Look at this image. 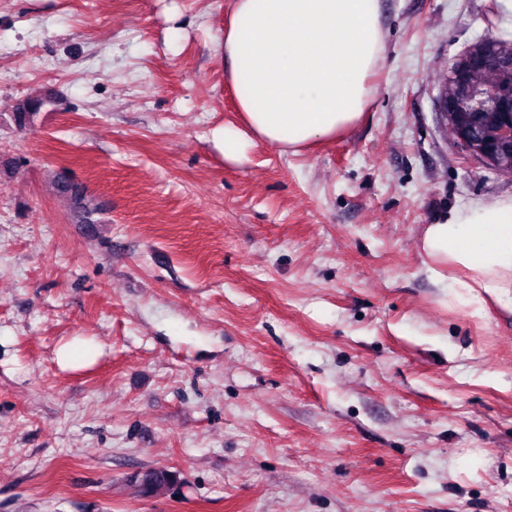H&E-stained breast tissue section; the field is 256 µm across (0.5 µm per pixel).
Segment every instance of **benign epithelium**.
<instances>
[{
  "label": "benign epithelium",
  "instance_id": "1",
  "mask_svg": "<svg viewBox=\"0 0 512 512\" xmlns=\"http://www.w3.org/2000/svg\"><path fill=\"white\" fill-rule=\"evenodd\" d=\"M465 159L512 177V42L489 32L448 65L438 96Z\"/></svg>",
  "mask_w": 512,
  "mask_h": 512
}]
</instances>
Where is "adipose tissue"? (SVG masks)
Returning a JSON list of instances; mask_svg holds the SVG:
<instances>
[{"label": "adipose tissue", "mask_w": 512, "mask_h": 512, "mask_svg": "<svg viewBox=\"0 0 512 512\" xmlns=\"http://www.w3.org/2000/svg\"><path fill=\"white\" fill-rule=\"evenodd\" d=\"M385 46L381 0H230L221 50L243 128L213 136L227 156L261 141L279 152L336 137L362 117ZM430 276L477 302L512 304V200L423 225Z\"/></svg>", "instance_id": "ef3b65f1"}]
</instances>
